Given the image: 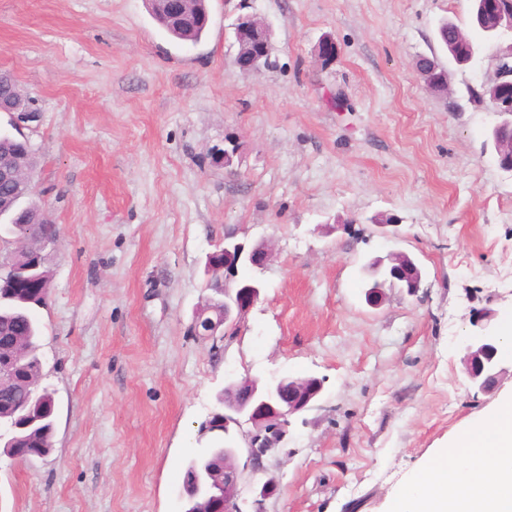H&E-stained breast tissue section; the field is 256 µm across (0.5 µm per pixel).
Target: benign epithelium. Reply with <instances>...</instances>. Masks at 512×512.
I'll list each match as a JSON object with an SVG mask.
<instances>
[{"instance_id":"obj_1","label":"benign epithelium","mask_w":512,"mask_h":512,"mask_svg":"<svg viewBox=\"0 0 512 512\" xmlns=\"http://www.w3.org/2000/svg\"><path fill=\"white\" fill-rule=\"evenodd\" d=\"M156 17L161 23L173 24L190 14L192 0H155ZM481 10L493 16V26L486 38L494 41L503 34L512 33V3H482ZM236 40L240 45L234 63L245 72H257L268 62L270 31L262 22L250 15L241 17L236 24ZM494 79L490 85L497 88L512 87V43L497 49ZM494 112L502 117L495 125V132L503 149L512 153V94L505 93L491 99ZM0 112L12 114L14 130L19 131L34 121L33 109L22 110L0 101ZM4 180L11 182L14 192L0 204V214H14L20 208L19 190L31 185L25 174L13 165L3 167ZM224 255V265L215 267L210 262L215 255ZM206 287L221 291L223 310L212 314L208 306L194 317L195 335L218 347L224 337L232 335L243 323L260 296L257 279H237L238 269L247 267L256 273L266 268L269 249L265 242L250 248L234 241H224V246L207 256ZM366 274L365 301L372 308L379 307L385 296L386 284L399 281L407 294L416 295L422 284L421 272L411 264L403 252H393L369 261ZM0 274H7L15 288L26 287L29 275L11 272L9 256H0ZM500 338L494 335L475 336L466 345L463 356L466 379L480 392L494 390L503 374ZM323 391L322 381L315 378L294 379L289 376L273 377L261 381L245 377L231 379L224 386V470L213 475L214 483L205 477L196 479L197 487L210 498L209 512H242L239 495L246 470L257 473L263 469V457L278 446L287 433L289 417L317 405ZM247 448L248 460L244 466L237 464L240 444Z\"/></svg>"}]
</instances>
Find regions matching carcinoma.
Segmentation results:
<instances>
[{
    "label": "carcinoma",
    "mask_w": 512,
    "mask_h": 512,
    "mask_svg": "<svg viewBox=\"0 0 512 512\" xmlns=\"http://www.w3.org/2000/svg\"><path fill=\"white\" fill-rule=\"evenodd\" d=\"M206 11L205 0H195L192 18L184 25L166 27V32L182 41L198 42L206 30L202 23ZM438 34L447 52L458 61L478 50L476 40L459 35V29L451 23H441ZM0 160L19 163L32 171L36 166V153L8 131L0 130ZM4 232L9 237L27 240L54 242L59 237V228L48 222L43 209L35 204L26 207L16 220L5 222ZM13 263L20 270H31L39 288L30 294L0 301V357L12 358L21 366L13 381L0 387V426L9 431L3 454L29 461L34 457H45L52 451L53 396L47 388L40 386V331L33 315L34 309L45 305L50 295V252L31 247L19 249L13 254ZM211 423L214 431L201 434L198 439L201 445L200 474L224 469L221 418L213 417Z\"/></svg>",
    "instance_id": "1"
}]
</instances>
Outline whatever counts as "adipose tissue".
Listing matches in <instances>:
<instances>
[{
	"instance_id": "adipose-tissue-1",
	"label": "adipose tissue",
	"mask_w": 512,
	"mask_h": 512,
	"mask_svg": "<svg viewBox=\"0 0 512 512\" xmlns=\"http://www.w3.org/2000/svg\"><path fill=\"white\" fill-rule=\"evenodd\" d=\"M389 512H512V398L440 449Z\"/></svg>"
}]
</instances>
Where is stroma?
Wrapping results in <instances>:
<instances>
[{"label":"stroma","instance_id":"obj_1","mask_svg":"<svg viewBox=\"0 0 512 512\" xmlns=\"http://www.w3.org/2000/svg\"><path fill=\"white\" fill-rule=\"evenodd\" d=\"M201 42L147 0H0V72L38 111L24 129L36 199L61 228L35 312L53 451L0 456V512H182V473L227 378L316 377L318 405L248 474L242 512H386L490 393L462 350L512 316V173L488 137L494 46L457 66L441 20L473 0H210ZM270 28L268 66L238 69L232 23ZM331 36L338 54L321 64ZM437 56L446 93L420 76ZM234 144L232 166L215 147ZM267 242L261 296L219 347L193 336L207 255ZM397 250L411 297L366 305L362 268ZM280 492L255 507V490Z\"/></svg>","mask_w":512,"mask_h":512}]
</instances>
